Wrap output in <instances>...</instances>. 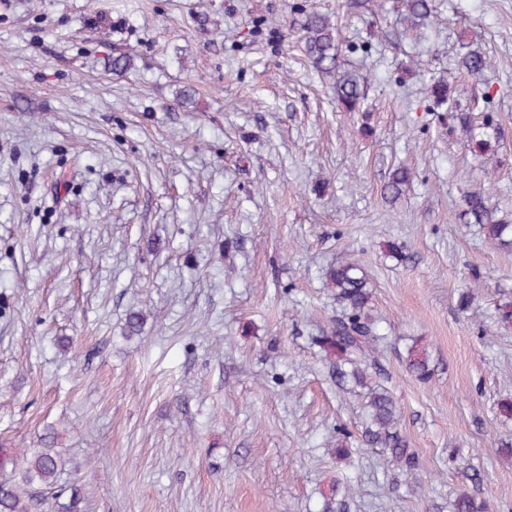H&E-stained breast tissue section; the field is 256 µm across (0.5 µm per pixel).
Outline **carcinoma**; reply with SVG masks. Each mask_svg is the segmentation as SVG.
Listing matches in <instances>:
<instances>
[{"instance_id": "obj_1", "label": "carcinoma", "mask_w": 512, "mask_h": 512, "mask_svg": "<svg viewBox=\"0 0 512 512\" xmlns=\"http://www.w3.org/2000/svg\"><path fill=\"white\" fill-rule=\"evenodd\" d=\"M407 32L418 31L425 26L432 13L431 0H404ZM307 59L318 72L334 81L336 99L345 112H358L364 99V83L351 71L341 68L338 61L339 46L336 28L325 14L313 11L305 15L301 24ZM461 69L478 74L491 66L488 55L469 50L459 59ZM430 96L440 105L449 103L451 83L443 80L430 88ZM452 120L467 135V146L481 155H494L493 128L488 123H476L468 112L451 113ZM411 181V172L395 169L384 186L385 198H399ZM463 220L479 225L485 240L501 248H512V220L500 215L488 204L486 191L475 189L464 199ZM326 281L342 315L315 342L328 356L334 358L336 381L348 382L367 389L365 393L364 428L361 440L371 448H381L390 462L410 474L417 466L412 449L396 430L399 413L390 392L379 383L367 382L370 370H378L376 351L382 339L376 321L370 314L372 292L367 275L353 262H341L326 273ZM405 366L420 383H427L432 376L427 348L421 342H413L406 351ZM0 512H37L45 489L57 484L60 459L50 448H23L0 458ZM453 512H485L483 502L468 492L458 495L452 503Z\"/></svg>"}]
</instances>
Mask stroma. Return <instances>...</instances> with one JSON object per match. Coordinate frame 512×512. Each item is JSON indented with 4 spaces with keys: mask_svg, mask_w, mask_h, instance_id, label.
Instances as JSON below:
<instances>
[{
    "mask_svg": "<svg viewBox=\"0 0 512 512\" xmlns=\"http://www.w3.org/2000/svg\"><path fill=\"white\" fill-rule=\"evenodd\" d=\"M434 4L414 37L402 0H0V451L56 450L42 512L74 490L83 512H321L338 481L342 512H449L464 490L512 512V332L479 327L512 300V250L459 218L479 187L512 212V0ZM314 9L363 113L303 56ZM466 45L490 69L459 70ZM448 75L498 127L497 165L440 121ZM344 260L368 276L409 475L362 447L364 391L314 342ZM411 172L406 168H396L384 186V196L388 200L398 199L411 181ZM420 341H414L406 351L405 366L420 383H427L432 376L430 358L427 348Z\"/></svg>",
    "mask_w": 512,
    "mask_h": 512,
    "instance_id": "obj_1",
    "label": "stroma"
}]
</instances>
